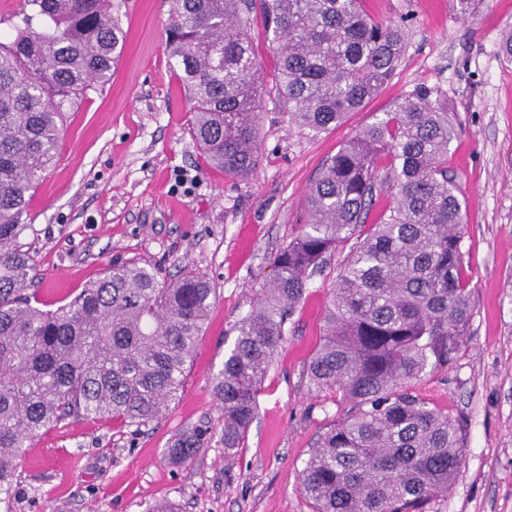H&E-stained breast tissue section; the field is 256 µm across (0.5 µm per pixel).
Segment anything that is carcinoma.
Instances as JSON below:
<instances>
[{
  "label": "carcinoma",
  "mask_w": 512,
  "mask_h": 512,
  "mask_svg": "<svg viewBox=\"0 0 512 512\" xmlns=\"http://www.w3.org/2000/svg\"><path fill=\"white\" fill-rule=\"evenodd\" d=\"M0 40V494L29 442L75 420L141 429L175 403L216 297L189 268L164 279L129 261L53 309L34 288L22 242L31 192L57 157L66 113L112 80L122 48L114 0H25ZM255 0H171L167 47L191 105L190 132L207 167L234 177L259 161L260 64ZM277 44L280 92L298 125L321 132L375 98L403 55L404 28L363 0H262ZM433 91L416 88L326 160L305 197L307 224L272 258L274 275L233 328L215 382L224 449L243 446L286 323L340 246L307 376L339 395L341 417L300 473L314 512H426L465 460L462 426L413 391L445 372L473 314L463 275L467 204L448 175L454 131ZM391 208L368 223L376 196ZM193 434L172 453L187 460Z\"/></svg>",
  "instance_id": "carcinoma-1"
}]
</instances>
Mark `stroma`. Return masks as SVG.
I'll return each instance as SVG.
<instances>
[{
	"label": "stroma",
	"mask_w": 512,
	"mask_h": 512,
	"mask_svg": "<svg viewBox=\"0 0 512 512\" xmlns=\"http://www.w3.org/2000/svg\"><path fill=\"white\" fill-rule=\"evenodd\" d=\"M119 2L125 44L112 81L69 111L60 154L29 202L23 241L36 286L50 305L135 260L166 274L199 270L216 299L169 411L140 430L99 420L43 431L10 494L0 495V512H148L165 499L182 512H312L300 472L339 414L334 394L310 385L306 362L345 250L310 282L245 444L230 452L213 380L233 325L272 276L273 255L301 232L305 195L324 161L420 86L434 89L456 130L448 169L468 205L462 250L473 303L452 367L416 386L466 436L465 464L428 512H512V61L500 52L512 0H475L466 19L449 0H366L371 15L404 27V54L376 98L319 133L298 127L285 107L276 53L254 12L260 159L244 178L208 168L190 134L166 44L169 0ZM193 433L202 436L197 454L185 462L171 455Z\"/></svg>",
	"instance_id": "35a3bbf8"
}]
</instances>
